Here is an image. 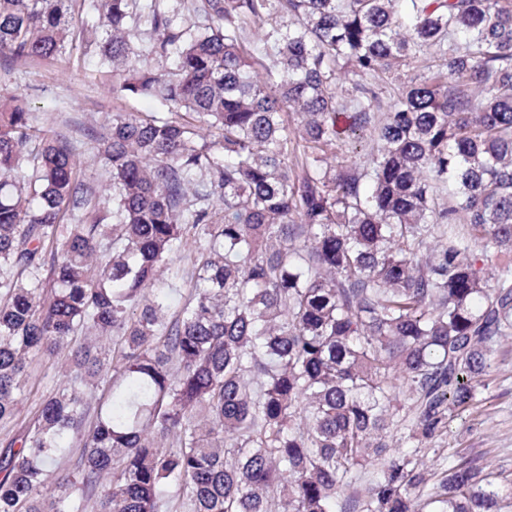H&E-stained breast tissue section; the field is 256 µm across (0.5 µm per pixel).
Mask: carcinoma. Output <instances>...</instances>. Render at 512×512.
<instances>
[{
	"label": "carcinoma",
	"instance_id": "1",
	"mask_svg": "<svg viewBox=\"0 0 512 512\" xmlns=\"http://www.w3.org/2000/svg\"><path fill=\"white\" fill-rule=\"evenodd\" d=\"M72 2L0 0V54H62ZM175 2L92 0L118 91L182 110L112 115L111 223L71 143L0 96L1 427L69 353L0 450V512L96 488L94 512H170V485L179 512H512V479L461 454L432 482L390 441L445 432L512 335V0ZM63 360V356L37 359L34 375L20 398L13 422L0 431V448L5 446V438L23 433L36 417L42 401L65 381L61 368Z\"/></svg>",
	"mask_w": 512,
	"mask_h": 512
}]
</instances>
